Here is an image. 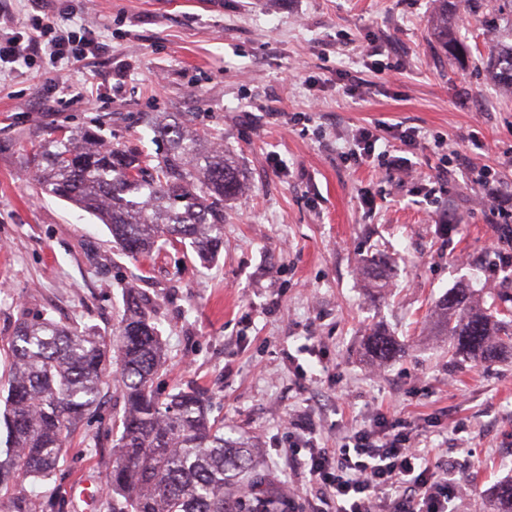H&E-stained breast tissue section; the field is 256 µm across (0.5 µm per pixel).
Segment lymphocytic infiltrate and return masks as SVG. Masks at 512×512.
I'll list each match as a JSON object with an SVG mask.
<instances>
[{"instance_id":"obj_1","label":"lymphocytic infiltrate","mask_w":512,"mask_h":512,"mask_svg":"<svg viewBox=\"0 0 512 512\" xmlns=\"http://www.w3.org/2000/svg\"><path fill=\"white\" fill-rule=\"evenodd\" d=\"M98 46L97 32L89 26H64L46 17L0 42V64L27 68L42 56L60 65ZM396 424V416L384 413L379 425L394 428L392 439L360 430L339 451L310 447L305 455H292L293 464L310 476L311 498L333 502L334 512H448V487L463 486V478L432 461L410 434L396 431Z\"/></svg>"}]
</instances>
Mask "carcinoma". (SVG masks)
Listing matches in <instances>:
<instances>
[{
	"mask_svg": "<svg viewBox=\"0 0 512 512\" xmlns=\"http://www.w3.org/2000/svg\"><path fill=\"white\" fill-rule=\"evenodd\" d=\"M440 5L434 37L453 55L449 0ZM467 9L512 16V0H463ZM489 67L512 90V44L496 49ZM151 129L168 143L155 158L104 146L90 128L54 132L42 145L32 172L38 191L68 201L106 224L116 246L137 258L173 238L190 241L199 259H214L224 247V202L243 189L235 159L224 148L203 146L186 132L179 114L158 112ZM512 292L483 303L473 288H452L434 314L448 353L459 363L512 359ZM373 357L402 352L383 333L369 336ZM10 367L5 459L0 489L15 481H49L67 448L72 428L97 407L109 363H115L125 407L115 423L108 512H250L240 502L236 479L250 470L253 451L224 437L210 422L208 399L196 390L166 398L153 386L164 366L161 336L148 301L126 289V308L112 336L71 328L50 315L23 320L9 339ZM494 512H512V481L500 484Z\"/></svg>",
	"mask_w": 512,
	"mask_h": 512,
	"instance_id": "cac0c4a2",
	"label": "carcinoma"
}]
</instances>
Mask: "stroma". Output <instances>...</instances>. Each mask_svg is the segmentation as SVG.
<instances>
[{
	"instance_id": "stroma-1",
	"label": "stroma",
	"mask_w": 512,
	"mask_h": 512,
	"mask_svg": "<svg viewBox=\"0 0 512 512\" xmlns=\"http://www.w3.org/2000/svg\"><path fill=\"white\" fill-rule=\"evenodd\" d=\"M14 30L36 15L83 22L93 55L62 66L45 90L46 61L0 73V347L18 322L57 320L111 334L124 288L150 300L166 368L160 393L197 389L225 436L254 450L253 465L306 512L309 475L288 459L310 415L319 447L337 449L380 413L405 419L469 482L449 512H490L512 478V359L457 365L436 335V301L463 283L512 286L483 186L489 166L512 187V95L486 64L494 36L458 8L463 46L444 55L432 35L434 0H11ZM369 47L371 62L359 49ZM363 87L344 94L350 78ZM179 112L189 130L223 144L247 183L224 208V248L200 263L189 244L131 259L106 225L62 200L36 196L28 160L53 128L101 129L113 146L154 156L166 144L146 122ZM416 128L389 154L415 179L387 173L381 156H351L361 127ZM386 333L402 356L378 361L366 336ZM124 399L108 379L97 408L73 428L46 484L0 495V512H107L113 422Z\"/></svg>"
}]
</instances>
